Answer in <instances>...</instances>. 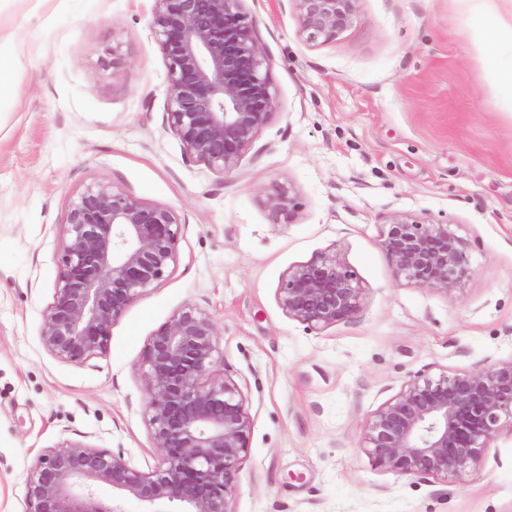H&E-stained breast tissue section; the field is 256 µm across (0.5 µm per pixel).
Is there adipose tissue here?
<instances>
[{"mask_svg":"<svg viewBox=\"0 0 512 512\" xmlns=\"http://www.w3.org/2000/svg\"><path fill=\"white\" fill-rule=\"evenodd\" d=\"M483 2L471 18L479 33L477 50L504 91L506 108L512 110V22L504 20L495 0Z\"/></svg>","mask_w":512,"mask_h":512,"instance_id":"adipose-tissue-1","label":"adipose tissue"}]
</instances>
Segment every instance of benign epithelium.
<instances>
[{
  "label": "benign epithelium",
  "mask_w": 512,
  "mask_h": 512,
  "mask_svg": "<svg viewBox=\"0 0 512 512\" xmlns=\"http://www.w3.org/2000/svg\"><path fill=\"white\" fill-rule=\"evenodd\" d=\"M150 25L168 70L166 122L185 150L229 175L276 108L266 56L242 0H152ZM299 35L309 44L336 40L354 21L358 0H292ZM276 223H292L288 192L268 197ZM176 210L146 205L106 184L70 201L57 257L55 299L41 342L54 357L83 362L107 354L111 329L127 306L162 281L176 261ZM379 247L393 275L421 288L455 292L473 274L467 245L452 225L395 214ZM363 288L334 250L296 264L281 277L282 310L319 332L358 313ZM217 330L186 305L149 339L142 359L149 426L163 465L145 472L106 450L67 442L40 453L29 470L25 512H232L252 422L237 384L216 369ZM512 421V361L481 371L419 374L367 422L362 448L382 469L460 480L503 422ZM112 488V501L98 496Z\"/></svg>",
  "instance_id": "benign-epithelium-1"
}]
</instances>
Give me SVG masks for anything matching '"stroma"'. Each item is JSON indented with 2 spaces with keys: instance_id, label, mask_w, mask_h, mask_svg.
Instances as JSON below:
<instances>
[{
  "instance_id": "stroma-1",
  "label": "stroma",
  "mask_w": 512,
  "mask_h": 512,
  "mask_svg": "<svg viewBox=\"0 0 512 512\" xmlns=\"http://www.w3.org/2000/svg\"><path fill=\"white\" fill-rule=\"evenodd\" d=\"M278 106L239 169L189 155L166 125L167 68L149 0H0L16 57L0 90V512H24L31 463L79 442L163 463L141 363L187 304L218 331L217 370L252 421L232 512H512V427L464 480L399 476L360 446L413 375L512 360V112L477 54L471 0H359L310 45L295 10L242 0ZM92 184L173 207L177 258L84 363L42 345L71 199ZM300 204L290 224L266 204ZM396 213L454 225L473 275L445 293L396 280L378 247ZM337 250L363 288L319 332L276 299L289 267ZM268 207L276 223L290 224L295 216L298 204L290 196L289 191L286 192L283 189H279L268 197ZM281 220L284 222L282 223Z\"/></svg>"
}]
</instances>
